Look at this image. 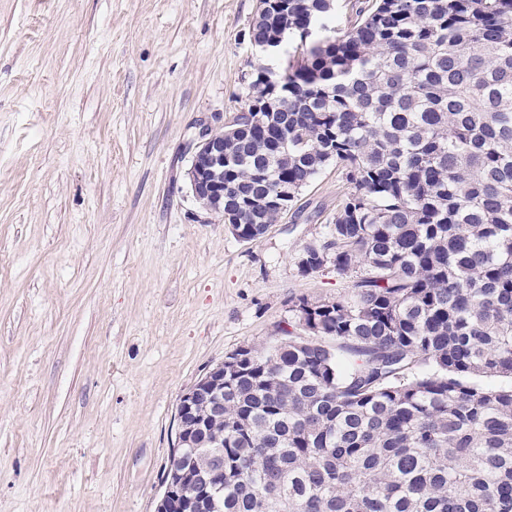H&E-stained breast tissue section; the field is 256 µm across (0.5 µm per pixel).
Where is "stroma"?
I'll use <instances>...</instances> for the list:
<instances>
[{"instance_id": "stroma-1", "label": "stroma", "mask_w": 512, "mask_h": 512, "mask_svg": "<svg viewBox=\"0 0 512 512\" xmlns=\"http://www.w3.org/2000/svg\"><path fill=\"white\" fill-rule=\"evenodd\" d=\"M257 0H0V512H156L180 397L274 345L349 186L326 167L246 243L191 146L244 110Z\"/></svg>"}]
</instances>
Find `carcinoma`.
<instances>
[{
	"mask_svg": "<svg viewBox=\"0 0 512 512\" xmlns=\"http://www.w3.org/2000/svg\"><path fill=\"white\" fill-rule=\"evenodd\" d=\"M266 0L260 68L224 139V223L256 241L334 163L349 191L305 275H364L351 296L292 306L266 353L241 348L205 430L164 478L201 512H512V0Z\"/></svg>",
	"mask_w": 512,
	"mask_h": 512,
	"instance_id": "1",
	"label": "carcinoma"
}]
</instances>
